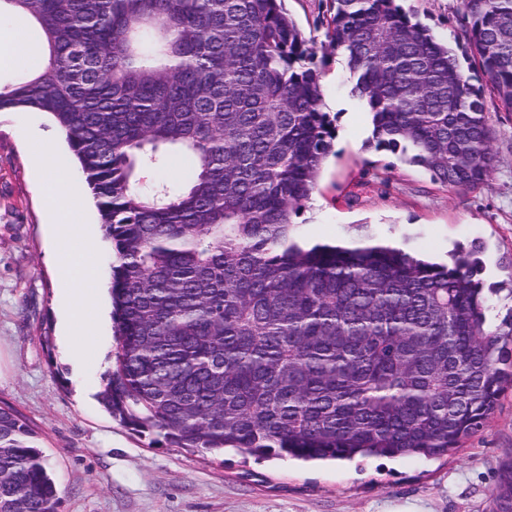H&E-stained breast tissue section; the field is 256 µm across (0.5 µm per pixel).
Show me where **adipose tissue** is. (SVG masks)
<instances>
[{
  "instance_id": "ef3b65f1",
  "label": "adipose tissue",
  "mask_w": 512,
  "mask_h": 512,
  "mask_svg": "<svg viewBox=\"0 0 512 512\" xmlns=\"http://www.w3.org/2000/svg\"><path fill=\"white\" fill-rule=\"evenodd\" d=\"M31 153L37 167L45 175L44 194L55 223L62 226L64 239H73L78 243L70 263L58 265L57 273L62 283L81 290L80 298L67 317V356L89 366L93 363L96 350L94 335L98 309L91 284L97 278V267L94 261L95 244L79 227L84 215L83 199L67 190L64 162L55 148L35 139L31 142Z\"/></svg>"
}]
</instances>
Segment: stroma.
<instances>
[{"mask_svg": "<svg viewBox=\"0 0 512 512\" xmlns=\"http://www.w3.org/2000/svg\"><path fill=\"white\" fill-rule=\"evenodd\" d=\"M441 39L458 26L461 0H399ZM336 136L309 200L293 217L309 241L372 234L448 263L456 246L483 245L486 318L512 309V112L490 110L498 165L481 187L457 191L398 154L376 148L370 115L353 96L342 57H316ZM65 138L47 114L0 112V406L39 432L59 512H495L512 464V387L464 448L427 460H257L228 449L197 452L138 433L98 398L118 348L112 319L99 328L101 363L76 375L59 346L67 305L51 250L47 201L25 140Z\"/></svg>", "mask_w": 512, "mask_h": 512, "instance_id": "1", "label": "stroma"}]
</instances>
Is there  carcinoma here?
I'll return each instance as SVG.
<instances>
[{"instance_id":"1","label":"carcinoma","mask_w":512,"mask_h":512,"mask_svg":"<svg viewBox=\"0 0 512 512\" xmlns=\"http://www.w3.org/2000/svg\"><path fill=\"white\" fill-rule=\"evenodd\" d=\"M13 16L45 62L0 84V112L65 133L116 255L110 414L178 448L301 461L437 459L486 426L512 383V308L487 324L469 254L308 246L292 214L332 152L319 52L345 59L377 147L484 184L485 96L512 112V0H462L454 48L396 0H329L322 41L284 0H0ZM172 152L191 174L145 191ZM57 506L35 431L0 407V512Z\"/></svg>"}]
</instances>
